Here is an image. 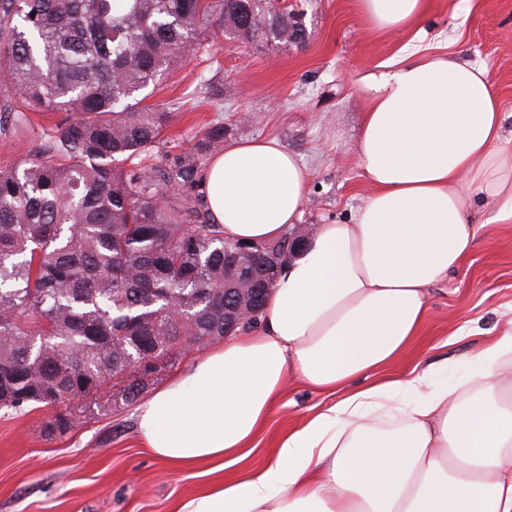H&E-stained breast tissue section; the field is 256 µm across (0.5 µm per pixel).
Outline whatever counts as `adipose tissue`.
Wrapping results in <instances>:
<instances>
[{"instance_id": "obj_1", "label": "adipose tissue", "mask_w": 512, "mask_h": 512, "mask_svg": "<svg viewBox=\"0 0 512 512\" xmlns=\"http://www.w3.org/2000/svg\"><path fill=\"white\" fill-rule=\"evenodd\" d=\"M372 29L415 27L426 0H359ZM355 150L370 188L351 223L323 224L285 262L252 328L226 336L139 409L152 454L224 469L299 379L335 400L251 475L177 512H512V326L448 386L429 368L380 377L418 336L428 291L464 264L468 202L512 223V148L483 63L405 45L362 79ZM307 168L275 139L225 145L202 176L230 239L268 242L302 218Z\"/></svg>"}]
</instances>
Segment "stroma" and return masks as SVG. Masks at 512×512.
<instances>
[{
    "label": "stroma",
    "instance_id": "1",
    "mask_svg": "<svg viewBox=\"0 0 512 512\" xmlns=\"http://www.w3.org/2000/svg\"><path fill=\"white\" fill-rule=\"evenodd\" d=\"M308 30L300 44L235 43L214 34L201 56L180 63L149 96L171 106L166 140L190 147L209 123L226 139L273 138L310 175L303 221L350 222L369 192L355 152L368 93L360 78L409 42L412 31H371L358 0H288ZM429 44L489 65L512 148V0H427L420 22ZM478 221L467 261L429 293L428 316L399 370L447 366L448 381L471 370L469 356L512 317V224H492V202L469 204ZM328 396L299 381L237 464L199 475L155 459L136 429V404L80 414L65 434L45 436L42 409L0 415V512H176L210 479L239 477L264 464L281 438Z\"/></svg>",
    "mask_w": 512,
    "mask_h": 512
}]
</instances>
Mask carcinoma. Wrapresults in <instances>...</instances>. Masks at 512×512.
Instances as JSON below:
<instances>
[{
    "instance_id": "1",
    "label": "carcinoma",
    "mask_w": 512,
    "mask_h": 512,
    "mask_svg": "<svg viewBox=\"0 0 512 512\" xmlns=\"http://www.w3.org/2000/svg\"><path fill=\"white\" fill-rule=\"evenodd\" d=\"M231 39L288 45L301 18L270 0H0V135L33 149L0 169V411L52 412L49 436L74 426L61 407L130 403L195 346L224 338V309L244 285L277 281L278 254L224 261V227L201 190L224 150V122L186 149L167 147L172 113L143 92Z\"/></svg>"
}]
</instances>
